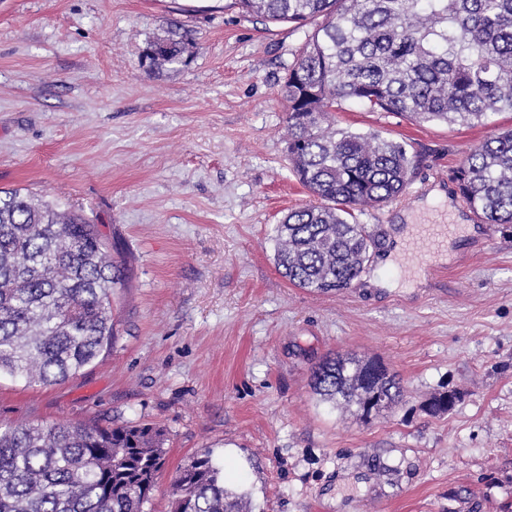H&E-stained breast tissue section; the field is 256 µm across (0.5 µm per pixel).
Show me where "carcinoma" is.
<instances>
[{
    "instance_id": "obj_1",
    "label": "carcinoma",
    "mask_w": 512,
    "mask_h": 512,
    "mask_svg": "<svg viewBox=\"0 0 512 512\" xmlns=\"http://www.w3.org/2000/svg\"><path fill=\"white\" fill-rule=\"evenodd\" d=\"M245 17L313 25L288 69L286 152L317 200L275 225V261L310 291H343L374 239L354 210L383 207L414 178L416 156L377 133L336 125L327 108L361 104L415 122L473 125L512 111V0H233ZM173 24L148 43L153 70L183 62ZM485 224H512V129L474 148L453 172ZM127 268L98 226L23 188L0 189V375L49 386L92 365L115 338L112 288ZM315 394L366 420L399 402L400 379L377 359L329 356L311 372ZM455 394L433 396L432 416ZM162 429L141 425L0 426V512H144L166 464ZM170 512H252L206 451L171 483Z\"/></svg>"
}]
</instances>
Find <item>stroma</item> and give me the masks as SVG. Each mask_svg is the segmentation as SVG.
I'll use <instances>...</instances> for the list:
<instances>
[{
  "label": "stroma",
  "mask_w": 512,
  "mask_h": 512,
  "mask_svg": "<svg viewBox=\"0 0 512 512\" xmlns=\"http://www.w3.org/2000/svg\"><path fill=\"white\" fill-rule=\"evenodd\" d=\"M230 3L0 0V188L82 211L128 268L111 350L51 386L0 377V424L163 429L145 512H170L205 450L254 512H512V224L460 213L450 178L512 112L470 127L334 104L340 127L406 143L419 167L398 200L356 212L375 245L351 288L295 287L271 237L312 200L282 91L309 30ZM174 21L190 55L148 71ZM409 219L461 225L433 272L402 248ZM332 352L380 359L402 402L363 420L323 401L309 375ZM448 391L453 408L428 415Z\"/></svg>",
  "instance_id": "35a3bbf8"
}]
</instances>
